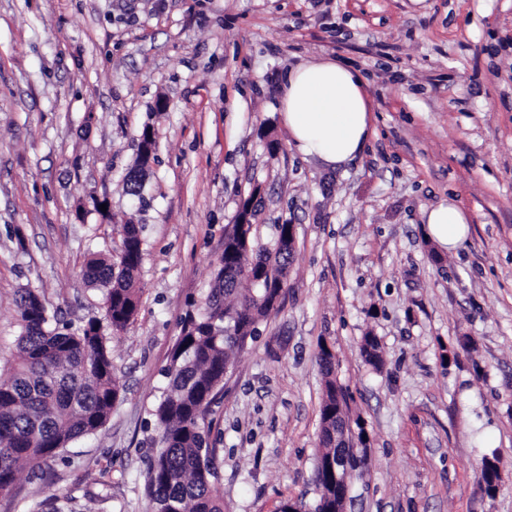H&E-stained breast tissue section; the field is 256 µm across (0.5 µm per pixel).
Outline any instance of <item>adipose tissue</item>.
<instances>
[{
	"label": "adipose tissue",
	"instance_id": "1",
	"mask_svg": "<svg viewBox=\"0 0 512 512\" xmlns=\"http://www.w3.org/2000/svg\"><path fill=\"white\" fill-rule=\"evenodd\" d=\"M280 116L296 149L333 169L364 150L372 105L356 70L336 59L308 61L283 79ZM423 217L428 236L442 249L453 252L463 244L470 218L458 203H439Z\"/></svg>",
	"mask_w": 512,
	"mask_h": 512
}]
</instances>
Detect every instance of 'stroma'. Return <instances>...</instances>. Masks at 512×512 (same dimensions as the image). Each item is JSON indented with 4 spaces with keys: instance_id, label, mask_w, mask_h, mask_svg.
<instances>
[{
    "instance_id": "1",
    "label": "stroma",
    "mask_w": 512,
    "mask_h": 512,
    "mask_svg": "<svg viewBox=\"0 0 512 512\" xmlns=\"http://www.w3.org/2000/svg\"><path fill=\"white\" fill-rule=\"evenodd\" d=\"M325 58L358 69L373 106L336 170L279 113L286 72ZM146 128L156 159L134 196ZM248 198L255 240L287 222L294 250L211 407L224 512L313 501L323 344L370 446L348 512H512V0H0V368L21 289L82 327L105 294L87 254L114 253L130 218L145 236L138 314L110 341L111 416L23 471L0 512H151L161 370ZM448 200L470 217L455 254L423 224Z\"/></svg>"
}]
</instances>
